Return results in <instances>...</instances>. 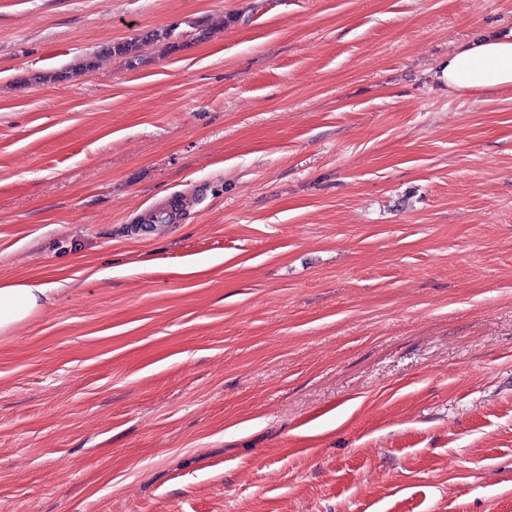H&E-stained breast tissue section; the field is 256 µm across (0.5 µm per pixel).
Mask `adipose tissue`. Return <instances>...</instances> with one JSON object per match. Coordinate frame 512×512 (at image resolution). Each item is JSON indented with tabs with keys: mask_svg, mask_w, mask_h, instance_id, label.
Instances as JSON below:
<instances>
[{
	"mask_svg": "<svg viewBox=\"0 0 512 512\" xmlns=\"http://www.w3.org/2000/svg\"><path fill=\"white\" fill-rule=\"evenodd\" d=\"M450 90L475 94L512 90V29L483 36L449 55L439 70ZM55 283L38 276L0 282V335L44 311Z\"/></svg>",
	"mask_w": 512,
	"mask_h": 512,
	"instance_id": "adipose-tissue-1",
	"label": "adipose tissue"
}]
</instances>
